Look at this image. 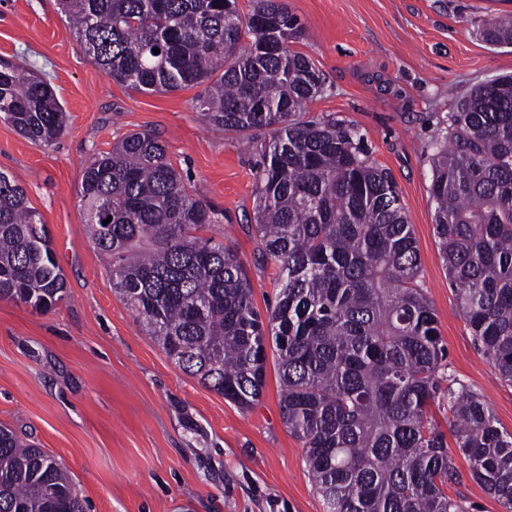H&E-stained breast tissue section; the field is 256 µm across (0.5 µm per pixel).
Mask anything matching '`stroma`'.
Returning a JSON list of instances; mask_svg holds the SVG:
<instances>
[{"mask_svg":"<svg viewBox=\"0 0 512 512\" xmlns=\"http://www.w3.org/2000/svg\"><path fill=\"white\" fill-rule=\"evenodd\" d=\"M305 26L292 50L326 89L310 119L355 126L372 159L393 175L420 254V283L447 348L445 372L481 395L512 433V384L475 342L448 280L434 230L430 160L458 100L512 74V47L481 35L512 0H285ZM0 57L55 89L66 130L46 146L0 120V171L26 190L47 225L66 293L38 311L0 299V424L69 472L86 512H323L301 442L285 426L275 357L248 410L180 370L112 291L106 262L85 230L81 173L97 152L133 131L165 145L185 183L224 211L206 236L231 246L265 310L275 267L253 220L261 154L243 136L213 129L192 87L138 92L85 55L56 0H0ZM450 497L469 512H505L456 457Z\"/></svg>","mask_w":512,"mask_h":512,"instance_id":"35a3bbf8","label":"stroma"}]
</instances>
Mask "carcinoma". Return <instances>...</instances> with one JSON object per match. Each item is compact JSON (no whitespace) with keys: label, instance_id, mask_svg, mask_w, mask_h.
Instances as JSON below:
<instances>
[{"label":"carcinoma","instance_id":"1","mask_svg":"<svg viewBox=\"0 0 512 512\" xmlns=\"http://www.w3.org/2000/svg\"><path fill=\"white\" fill-rule=\"evenodd\" d=\"M58 2L113 80L139 92L202 85L196 108L215 129L272 131L254 208L279 286L264 316L234 249L197 235L224 211L191 193L155 134L129 133L83 169L86 231L146 335L243 409L262 395L272 342L282 419L303 444L325 512H468L445 491L456 467L428 416L447 349L419 283L412 225L392 175L355 128L303 119L325 77L290 49L304 31L298 16L284 0H253L245 16L236 0ZM484 35L512 46V14L487 19ZM0 119L46 146L66 126L51 85L2 59ZM429 194L460 309L512 383L511 74L457 103ZM65 289L47 225L0 171V299L43 311ZM446 392L470 478L512 512V433L478 393ZM0 512H84L67 471L3 426Z\"/></svg>","mask_w":512,"mask_h":512}]
</instances>
